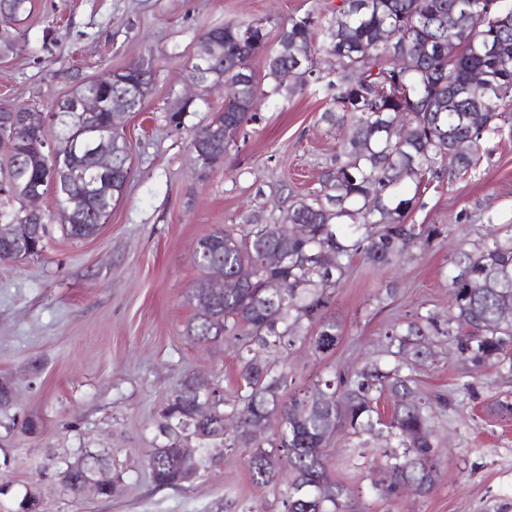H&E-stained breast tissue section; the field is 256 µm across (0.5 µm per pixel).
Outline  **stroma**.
Segmentation results:
<instances>
[{
    "instance_id": "stroma-1",
    "label": "stroma",
    "mask_w": 512,
    "mask_h": 512,
    "mask_svg": "<svg viewBox=\"0 0 512 512\" xmlns=\"http://www.w3.org/2000/svg\"><path fill=\"white\" fill-rule=\"evenodd\" d=\"M338 2L33 0L28 17L0 20L15 41L13 53L0 55L2 103L47 112L77 80L140 60L154 72L141 109L122 119L132 173L100 233L73 241L54 229L40 255L0 264V383L11 388L0 406V512H17L29 491L42 512H281L278 496L253 483L248 449L209 444L214 463L186 488H156L146 461L165 441L160 414L186 378L199 376L227 398L237 389L233 348L186 334L194 315L187 294L201 276L197 242L248 218L277 221L279 202L316 187L342 132L323 121L327 103L313 90L272 94L260 55L251 62L263 94L257 118L228 145L223 166L201 173L190 141L224 93L192 86L190 66L211 28L258 20L274 47L291 17L326 19ZM186 100L182 125L169 124ZM419 197L409 223L448 225L447 236L386 269L354 259L330 307L343 329L335 353L321 359L299 343L281 357L297 384L365 366L387 347L389 326L414 313L447 319L450 256L480 238L487 220L512 224V132L488 134L472 170L431 180ZM433 350L414 377L424 396L449 400L432 420L437 484L424 496H379L373 484L391 439L359 443L340 432L326 461L348 490L345 512H512V421L491 410L512 400V377L463 364L447 339ZM465 375L474 394L456 391ZM101 448L120 477L112 497L64 495L57 473L65 462Z\"/></svg>"
}]
</instances>
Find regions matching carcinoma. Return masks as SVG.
<instances>
[{
    "mask_svg": "<svg viewBox=\"0 0 512 512\" xmlns=\"http://www.w3.org/2000/svg\"><path fill=\"white\" fill-rule=\"evenodd\" d=\"M341 0L323 22L307 14L283 27L275 50L266 56V77L273 93L292 96L316 87L330 102L323 119L346 130L341 145L321 173L318 187L296 197L282 212L279 224L231 225L204 236L193 260L204 276L190 289L194 305L188 334L201 343L230 342L240 362L238 389L231 399L222 396L203 412L197 410L186 380L161 414L160 431L168 436L147 461L157 488L192 484L208 457L180 455L181 439L198 445L220 436L226 447L252 449L247 465L253 482L281 496L283 512H343L344 486L332 479L325 449L336 431L353 435L382 430L398 438L400 454H384L379 492L392 498L409 488L429 493L439 477V458L431 426L432 402L414 387L410 363H422L435 339L454 342L461 360L512 375V318H504V304L512 305V225L486 224L483 238L461 248L451 259L448 294L454 314L448 323L436 314L417 312L403 327L387 335L394 365L378 361L348 376L316 378L311 384L288 389L280 355L296 343L308 342L319 358L331 356L342 336L341 324L328 314L336 288L348 277L355 256L372 266L393 265L411 248H425L448 231L446 224H410L417 195L400 191L404 184L420 189L444 172L475 167L485 135L512 116L500 107L512 102V18L497 25L483 17L480 0ZM32 0H0V16L17 19L31 12ZM497 43L500 51L486 52ZM267 32L258 22L224 24L223 56L215 63L214 80L228 90L224 107L195 133L190 147L211 160L224 157L226 145L258 107V84L252 59L265 52ZM331 58L330 71H317L316 54ZM409 60L397 70L391 57ZM296 69L285 83L281 74ZM477 69L491 75L488 97L474 101L460 91L467 75ZM151 78L136 70L112 72L108 81L80 80L76 96L106 99L124 91L143 104ZM78 129L71 120L55 124L57 153L70 159L74 174L69 185L72 205L61 200L57 213L37 217L25 203L3 214L18 227H41L37 238L23 234L0 240V248L14 259L33 256L42 248L47 223L57 220L62 233L81 241L97 235L101 218L112 211L130 177V150L124 131L112 132L114 167L111 189L87 192L92 179L89 162L72 152ZM44 133L22 132L20 163L32 187L49 191L53 163L43 148ZM453 159H448V152ZM290 224L303 225L298 236H284ZM282 259L261 263L269 250ZM255 277L238 288L224 289L214 298L213 275L233 277L247 264ZM390 391L395 406L389 421L374 407L377 396ZM238 413L253 428L271 418L277 431L263 442L249 439V431L224 435V417ZM106 452L86 451L61 472L69 495L77 497L82 481Z\"/></svg>",
    "mask_w": 512,
    "mask_h": 512,
    "instance_id": "cac0c4a2",
    "label": "carcinoma"
}]
</instances>
